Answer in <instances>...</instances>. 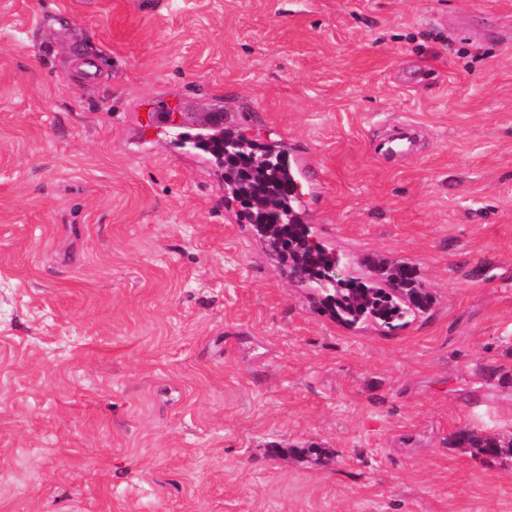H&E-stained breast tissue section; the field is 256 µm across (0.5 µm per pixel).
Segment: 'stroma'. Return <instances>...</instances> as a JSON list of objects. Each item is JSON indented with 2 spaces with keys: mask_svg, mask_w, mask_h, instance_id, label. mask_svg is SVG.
Returning a JSON list of instances; mask_svg holds the SVG:
<instances>
[{
  "mask_svg": "<svg viewBox=\"0 0 512 512\" xmlns=\"http://www.w3.org/2000/svg\"><path fill=\"white\" fill-rule=\"evenodd\" d=\"M162 112L287 140L432 307L316 313ZM464 426L512 438V0H0V512H512ZM415 126L406 122L393 136L378 142L374 152L382 156H404L412 153Z\"/></svg>",
  "mask_w": 512,
  "mask_h": 512,
  "instance_id": "35a3bbf8",
  "label": "stroma"
}]
</instances>
